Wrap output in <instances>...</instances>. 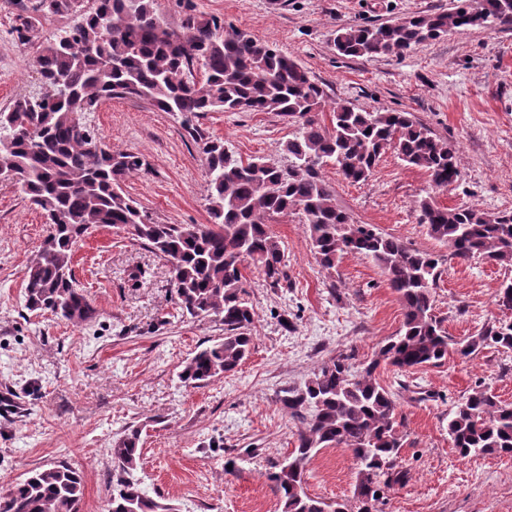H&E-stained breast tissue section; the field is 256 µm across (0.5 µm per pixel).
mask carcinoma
I'll list each match as a JSON object with an SVG mask.
<instances>
[{
    "label": "carcinoma",
    "mask_w": 512,
    "mask_h": 512,
    "mask_svg": "<svg viewBox=\"0 0 512 512\" xmlns=\"http://www.w3.org/2000/svg\"><path fill=\"white\" fill-rule=\"evenodd\" d=\"M16 42L30 43L42 19L80 13L81 21L44 43L34 58L36 89L0 110V175L18 185L40 208L49 231L27 268L26 308L48 312L73 325L96 317L76 284L73 248L96 227L123 226L170 269L182 313L224 325V337L188 358L179 378L204 384L235 371L250 355L254 309L243 271L253 264L272 287L287 279L285 254L268 230L288 213L308 225L319 263L331 269L343 254L371 259L384 273L403 307L397 336L361 371L347 359L321 365L299 387L279 397L302 425L294 450L268 475L281 512H350L339 501L307 490L306 465L323 448L350 452L358 466L357 512H373L379 485H401L396 468L402 448L396 404L376 379L382 362L407 372L437 366L456 354L472 356L494 346L512 350V322L457 341L434 314L440 258L356 224L336 205L322 170L336 167L345 180H366L381 156L396 153L425 172L435 188L458 181L455 148L434 137L410 112L360 109L338 103L331 126L319 119L326 93L309 71L271 45L205 16L185 0L171 25L154 0H18ZM460 28L512 29V0H453L441 12L415 15L380 26L342 27L333 46L340 56H402L416 46ZM113 97L147 101L178 113L205 157L207 224H162L140 209L122 183L142 169L134 153L97 148L99 139L85 114ZM207 112H275L298 124L288 140L283 168L268 161L235 158L224 142L210 140L195 120ZM429 234L452 255L481 256L512 266V212L487 215L468 207L449 208L428 195L417 202ZM448 435L459 456H512V404L477 388L448 412ZM141 431L133 428L108 450L114 469L107 512H176L152 498L133 478L142 457ZM81 475L68 466L36 468L0 496V512H80Z\"/></svg>",
    "instance_id": "1"
}]
</instances>
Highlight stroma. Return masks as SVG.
Instances as JSON below:
<instances>
[{
	"label": "stroma",
	"instance_id": "35a3bbf8",
	"mask_svg": "<svg viewBox=\"0 0 512 512\" xmlns=\"http://www.w3.org/2000/svg\"><path fill=\"white\" fill-rule=\"evenodd\" d=\"M0 0V108L34 89L40 45L77 21L56 16L20 46L15 12ZM308 69L328 102L412 113L453 145L461 178L432 192L427 176L394 152L370 177L351 183L332 166L322 175L337 205L359 224L437 254L442 275L434 312L449 335L464 338L512 321L497 293L512 266L451 256L420 221L417 200L434 193L447 207L493 215L512 211V31L469 29L407 54L339 56L336 29L392 23L448 9L452 0H194ZM113 151L137 153L141 171L125 191L163 224L208 221L202 153L179 116L136 98H112L87 117ZM198 124L243 160L287 164L284 146L297 126L273 112H209ZM48 231L39 209L13 183L0 181V495L37 467L67 464L84 480L82 512H107L113 439L142 429L135 472L146 493L179 512H280L269 471L292 452L300 426L282 410L281 390L303 385L325 362L375 361L403 320L402 304L382 270L358 255L320 265L297 216L269 226L285 251L288 280L269 287L244 271L254 308L250 356L231 374L187 388V358L222 338V324L182 316L169 269L123 227L91 229L76 247L75 279L97 310L82 325L25 306V272ZM376 378L397 407L405 484L384 489L383 512H512V456L460 458L448 436V412L483 386L512 403V350L485 347L472 358ZM308 491L352 500L357 469L343 450H320L307 464Z\"/></svg>",
	"mask_w": 512,
	"mask_h": 512
}]
</instances>
